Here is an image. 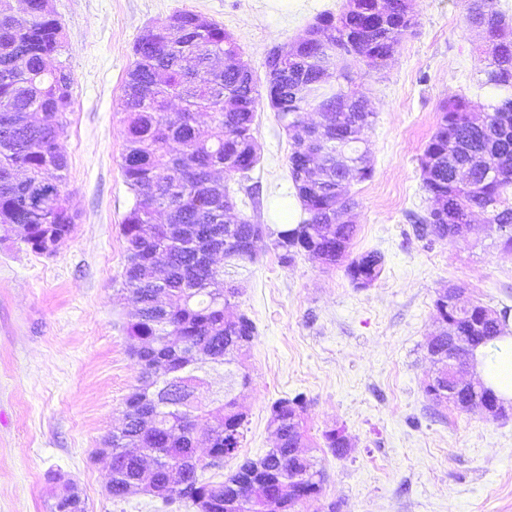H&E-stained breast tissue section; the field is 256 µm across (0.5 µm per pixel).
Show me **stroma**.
I'll list each match as a JSON object with an SVG mask.
<instances>
[{
	"mask_svg": "<svg viewBox=\"0 0 512 512\" xmlns=\"http://www.w3.org/2000/svg\"><path fill=\"white\" fill-rule=\"evenodd\" d=\"M347 0H51L71 70L72 105L60 139L68 202L79 219L50 256L0 225V512H50L71 484L86 512H189L141 492L115 500L106 489L104 443L138 384L136 342L125 326L135 306L120 289L122 220L135 196L121 172V99L132 48L143 30L180 11L220 24L242 48L258 84L270 49L302 38L322 13ZM468 0H411L418 21L382 70L353 69L375 114L364 131L374 168L351 182L353 254L385 257L381 278L356 289L343 267L270 249L228 261L240 310L258 334L243 357L250 382L234 394L247 414L242 446L224 474L273 445L270 408L302 395L306 452L325 472L319 496L299 512H512V414L485 419L454 407L433 414L423 386L432 372L425 342L434 302L449 286L459 304L512 307V252L483 215L466 237L417 240L410 214L430 206L419 159L442 103L455 96L481 111L486 49L464 22ZM260 161L228 180L237 217L264 224L300 219L288 170L290 141L267 101L256 109ZM354 445L339 459L324 431Z\"/></svg>",
	"mask_w": 512,
	"mask_h": 512,
	"instance_id": "1",
	"label": "stroma"
}]
</instances>
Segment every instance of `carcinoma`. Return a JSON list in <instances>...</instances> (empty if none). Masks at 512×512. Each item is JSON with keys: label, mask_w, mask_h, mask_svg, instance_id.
<instances>
[{"label": "carcinoma", "mask_w": 512, "mask_h": 512, "mask_svg": "<svg viewBox=\"0 0 512 512\" xmlns=\"http://www.w3.org/2000/svg\"><path fill=\"white\" fill-rule=\"evenodd\" d=\"M24 2V15L17 16L9 0H0V224L18 229L37 253L47 240L70 236L77 221L62 190L67 159L59 147L73 79L58 60L61 23L44 0ZM382 2L386 26L366 14L373 0H358L337 15H319V38L303 39L284 60H266L279 71L277 81L266 85V98L291 142L288 169L305 214L296 224L234 222L224 211V179L243 176L258 162L254 121L261 94L253 73L212 65L240 53L237 40L212 21L205 34L196 33L197 14L181 11L180 40L142 34L135 42L121 101V169L135 202L122 221L126 263L120 291L136 305L126 332L137 338L140 386L126 398L123 422L109 438L106 486L112 498L124 499L144 480L147 461L152 481L172 483L165 501L187 507L205 496L214 503L211 512H296L303 493L322 491L324 470L313 458L293 453L305 437L300 395L271 407L275 447L259 459H244L221 480L203 477L241 448L247 415L231 393L236 384L250 382L242 355L256 335L250 317L229 312L240 288L224 280L215 257L230 249L232 259L252 261L270 248L284 265L299 253L327 267L343 264L357 289L380 279L384 256L375 250L350 256L356 227L340 214L356 206L346 180L373 176L361 143L374 113L364 92L331 84L325 71L329 66L349 83L356 63L380 69L393 57L417 21L406 14V0ZM482 23H505L495 0H470L465 24ZM479 87L491 91L482 122L471 116L464 97L440 107L420 158L433 208L412 216L413 231L419 240H454L479 210L500 246L512 251V236L501 233L503 226L512 227V43L488 56ZM176 99L183 108L172 120L169 106ZM313 111L321 117L316 124L305 118ZM200 112L211 119L206 134L197 125ZM435 308L458 319L462 341L474 343L466 322L484 306L469 310L447 296L436 299ZM511 314L507 307L494 312L486 340L503 333ZM196 355L211 370H223L224 394L211 410L198 401L209 373ZM206 416L214 421L210 461L198 466L197 424ZM323 440L333 455L347 456L340 430L324 432ZM67 494L56 497L51 512H84Z\"/></svg>", "instance_id": "cac0c4a2"}]
</instances>
